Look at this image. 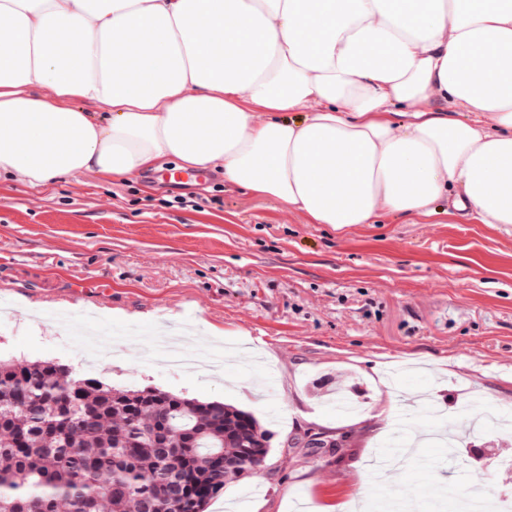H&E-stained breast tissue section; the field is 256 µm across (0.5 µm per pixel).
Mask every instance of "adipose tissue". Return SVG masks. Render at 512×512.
Instances as JSON below:
<instances>
[{"label":"adipose tissue","mask_w":512,"mask_h":512,"mask_svg":"<svg viewBox=\"0 0 512 512\" xmlns=\"http://www.w3.org/2000/svg\"><path fill=\"white\" fill-rule=\"evenodd\" d=\"M166 159L311 224L512 226V0H0V174Z\"/></svg>","instance_id":"obj_1"}]
</instances>
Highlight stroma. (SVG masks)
Returning <instances> with one entry per match:
<instances>
[{"mask_svg": "<svg viewBox=\"0 0 512 512\" xmlns=\"http://www.w3.org/2000/svg\"><path fill=\"white\" fill-rule=\"evenodd\" d=\"M173 171L0 177V360L252 412L266 462L206 512L245 490L243 512H461L464 469L512 497V432L445 415L512 417L511 230L445 198L428 219L311 224L222 171ZM341 380L356 413L321 403Z\"/></svg>", "mask_w": 512, "mask_h": 512, "instance_id": "obj_1", "label": "stroma"}]
</instances>
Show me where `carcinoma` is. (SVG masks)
<instances>
[{"mask_svg":"<svg viewBox=\"0 0 512 512\" xmlns=\"http://www.w3.org/2000/svg\"><path fill=\"white\" fill-rule=\"evenodd\" d=\"M269 441L236 407L0 362V512H205Z\"/></svg>","mask_w":512,"mask_h":512,"instance_id":"cac0c4a2","label":"carcinoma"}]
</instances>
